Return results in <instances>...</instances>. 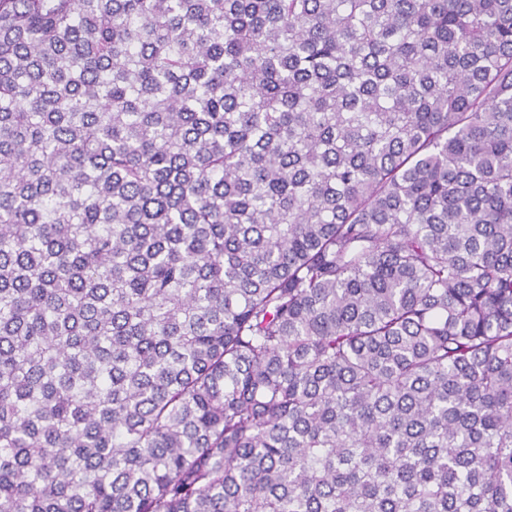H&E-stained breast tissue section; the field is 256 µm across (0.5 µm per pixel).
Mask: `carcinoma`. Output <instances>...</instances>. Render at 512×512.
<instances>
[{"instance_id":"1","label":"carcinoma","mask_w":512,"mask_h":512,"mask_svg":"<svg viewBox=\"0 0 512 512\" xmlns=\"http://www.w3.org/2000/svg\"><path fill=\"white\" fill-rule=\"evenodd\" d=\"M0 512H512V0H0Z\"/></svg>"}]
</instances>
